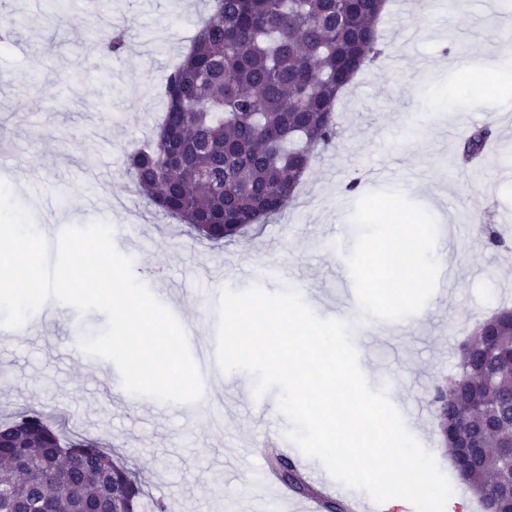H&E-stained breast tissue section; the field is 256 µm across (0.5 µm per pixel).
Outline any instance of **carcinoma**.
<instances>
[{"instance_id": "1", "label": "carcinoma", "mask_w": 512, "mask_h": 512, "mask_svg": "<svg viewBox=\"0 0 512 512\" xmlns=\"http://www.w3.org/2000/svg\"><path fill=\"white\" fill-rule=\"evenodd\" d=\"M165 78L162 122L126 155L138 192L156 210L218 243L278 218L294 201L316 154L335 143V103L362 66L380 57L377 23L386 0H222ZM124 41L107 34L101 58ZM180 139L183 166L171 164L162 131ZM491 126L474 129L455 157L479 158ZM442 445L479 507L506 482L512 448V321H482L456 373L434 387ZM68 467L61 468V457ZM272 476L292 492L315 493L295 470ZM142 484L99 442L63 438L45 412L0 423V512L45 502L50 512H85L117 502L139 512Z\"/></svg>"}]
</instances>
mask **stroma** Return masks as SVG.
<instances>
[{"label":"stroma","instance_id":"35a3bbf8","mask_svg":"<svg viewBox=\"0 0 512 512\" xmlns=\"http://www.w3.org/2000/svg\"><path fill=\"white\" fill-rule=\"evenodd\" d=\"M419 37L400 40L397 0L379 23L384 55L362 70L340 98V134L315 159L294 206L247 237L216 246L187 225L147 206L125 172L124 156L155 130L161 88L209 15L206 0H112L95 15L46 9L42 0H0V17L17 25L0 42V179L25 178L18 199L37 227L69 220L112 224L136 276L197 340L216 339L214 312L222 286L238 290L289 284L314 298L325 319L353 321L359 365L372 388L388 387L405 424L434 454L454 490H462L441 451L431 406L436 380L451 376L473 326L512 307V73L474 75L460 52L496 60L512 39L499 11L480 0H414ZM125 32L124 51L102 62L87 42L90 29ZM490 124L496 147L479 173L453 164L461 137ZM388 163L393 179L368 174ZM360 178L363 191L398 188L439 222L438 246H452L461 275L451 292L436 289L400 329L381 335L360 321L345 255L356 196L344 188ZM497 242H490V235ZM102 313L37 311L20 329L0 328V420L28 407L66 413L77 435L100 439L143 484L145 512H291L295 494L280 497L266 484L260 452L288 420L272 422L248 395L253 378L238 371L208 385L213 414L187 419L182 405L147 413L114 379L107 360L68 355L75 336L101 331Z\"/></svg>","mask_w":512,"mask_h":512}]
</instances>
